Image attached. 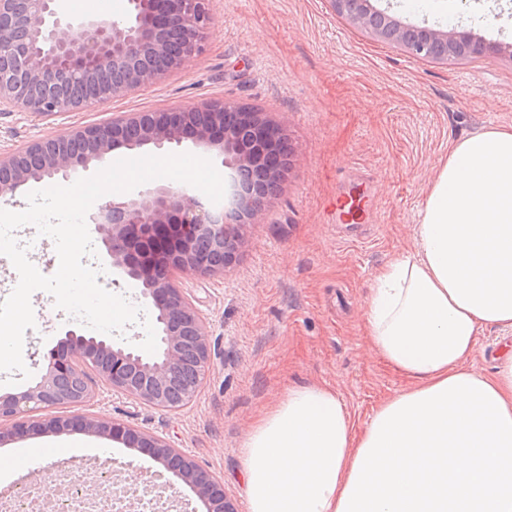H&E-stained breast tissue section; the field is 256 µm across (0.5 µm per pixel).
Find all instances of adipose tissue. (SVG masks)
Segmentation results:
<instances>
[{"instance_id":"1","label":"adipose tissue","mask_w":512,"mask_h":512,"mask_svg":"<svg viewBox=\"0 0 512 512\" xmlns=\"http://www.w3.org/2000/svg\"><path fill=\"white\" fill-rule=\"evenodd\" d=\"M512 126L452 142L413 246L375 274L366 343L406 379L356 427L327 385L289 387L242 444L246 512H512ZM509 347L512 348V330L485 329L478 337L476 352L470 364L476 371L490 374L495 370L497 357Z\"/></svg>"}]
</instances>
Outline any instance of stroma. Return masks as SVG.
<instances>
[{
    "label": "stroma",
    "instance_id": "35a3bbf8",
    "mask_svg": "<svg viewBox=\"0 0 512 512\" xmlns=\"http://www.w3.org/2000/svg\"><path fill=\"white\" fill-rule=\"evenodd\" d=\"M203 50L166 79L100 105L52 118L0 112V155L65 130L111 123L135 112L210 103L251 104L278 124L294 153L247 245L224 271L177 275L205 322L215 351L196 398L177 411L142 404L99 378L91 413L165 438L220 478L244 512L241 446L259 416L297 383L334 388L356 426L403 389L406 379L372 355L363 312L378 267L413 246L426 189L448 147L490 125H512V59L501 55L451 64L410 55L374 40L334 11L330 0H213ZM351 196L359 218H337L336 200ZM106 290L138 304L142 285L113 268L96 226L88 228ZM43 275L59 266L51 238L17 229ZM35 326L23 360L38 372L41 355L68 333L91 330L34 297ZM512 348V330H483L471 361L492 373ZM0 440V452L26 456V481L43 499L61 480L104 467L119 478L144 456L109 438L72 430ZM52 480H44L46 467Z\"/></svg>",
    "mask_w": 512,
    "mask_h": 512
}]
</instances>
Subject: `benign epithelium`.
Here are the masks:
<instances>
[{
	"mask_svg": "<svg viewBox=\"0 0 512 512\" xmlns=\"http://www.w3.org/2000/svg\"><path fill=\"white\" fill-rule=\"evenodd\" d=\"M211 0H128L122 21L86 19L75 36L62 40L64 15L58 0H0V111L51 118L109 101L171 75L201 51L213 20ZM333 8L374 38L404 48L418 58L444 64L468 55L473 39L461 32L419 26L420 33L372 0H332ZM236 105L174 108L133 113L108 125L72 129L23 151L34 167L14 166L19 152L0 157L10 176L0 181V197L34 181H50L86 168L119 149L152 145L158 149L190 140L221 157L231 171L230 206L215 212L202 198L157 187L104 203L93 218L112 265L142 284L151 309L156 351L139 354L105 337L71 334L42 355L38 380L26 390L0 395V422L9 433L80 430L120 441L150 456L188 484L206 512H237L224 484L158 436L119 420L84 413L43 419L37 412L80 409L95 391L81 365L91 366L108 386L154 407L172 411L190 404L197 392L169 400L176 376L194 366L204 380L212 361L207 330L192 298L175 284L179 273L210 274L236 261L246 247L241 226L262 215L270 185L281 173L270 161L284 131L264 116L235 114Z\"/></svg>",
	"mask_w": 512,
	"mask_h": 512,
	"instance_id": "benign-epithelium-1",
	"label": "benign epithelium"
}]
</instances>
